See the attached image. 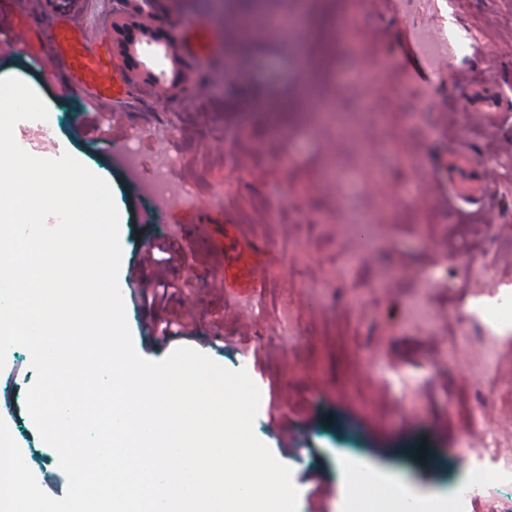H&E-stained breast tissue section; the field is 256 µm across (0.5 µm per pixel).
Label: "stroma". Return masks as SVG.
I'll use <instances>...</instances> for the list:
<instances>
[{
    "instance_id": "35a3bbf8",
    "label": "stroma",
    "mask_w": 512,
    "mask_h": 512,
    "mask_svg": "<svg viewBox=\"0 0 512 512\" xmlns=\"http://www.w3.org/2000/svg\"><path fill=\"white\" fill-rule=\"evenodd\" d=\"M300 2L156 0L153 25L170 37L208 27L210 53L183 59L203 94L167 97L143 83L116 105L80 96L49 65V42L23 49L11 31L47 27L67 3L90 44L111 45L112 0H10L0 78L37 91L57 144L109 182L122 271L152 281L146 251L162 236L182 245L167 277L193 278L191 294L154 306L123 295L139 355L158 361L190 347L246 370L261 395L254 432L291 468L298 512H350L346 486L364 478L383 512H393L399 482L421 495V512H435L484 452L465 436L473 413L512 443V327L495 345L470 315L512 289V111L469 104L487 71L512 99V0H411L397 14L388 0H325L326 13L276 43L228 23L252 13L293 19ZM433 14L448 33V77L413 86L399 65L412 51L406 32ZM347 18L365 42L355 58L342 43ZM377 62L375 84L350 79L351 68ZM135 133L144 175L157 144L179 156L194 206L158 212L139 197L113 160ZM408 185L416 202L401 195ZM261 197L270 208H256ZM198 224L209 236L195 234ZM224 229L239 241L228 262L265 270L236 300L208 268ZM188 312L182 335H159L158 321ZM6 357L19 371L0 380V406L21 408L35 379L31 355L15 346ZM285 422L298 428L288 452L276 435ZM11 428L30 469L48 474L44 491L62 498L68 480L55 450L28 434L27 420Z\"/></svg>"
}]
</instances>
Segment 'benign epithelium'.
<instances>
[{
  "mask_svg": "<svg viewBox=\"0 0 512 512\" xmlns=\"http://www.w3.org/2000/svg\"><path fill=\"white\" fill-rule=\"evenodd\" d=\"M155 0H115L113 30L120 47L122 60L131 70L132 77L140 75L144 65L139 60L138 46L142 45V37L150 35L151 42L164 49L166 55L179 61L176 47L171 38H166L152 29L153 13L150 7ZM164 93L170 95L189 94L193 84L185 76L180 75L170 84L162 85Z\"/></svg>",
  "mask_w": 512,
  "mask_h": 512,
  "instance_id": "1",
  "label": "benign epithelium"
}]
</instances>
